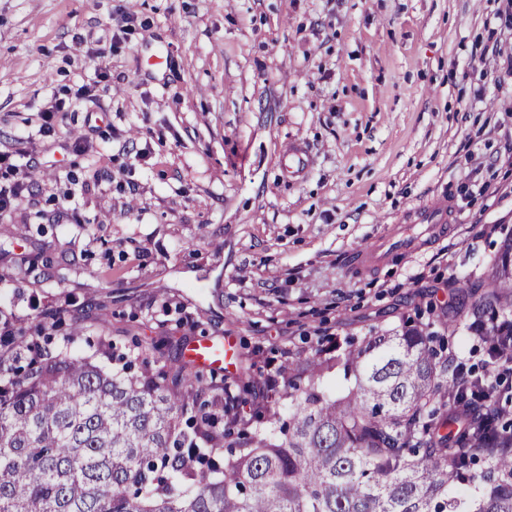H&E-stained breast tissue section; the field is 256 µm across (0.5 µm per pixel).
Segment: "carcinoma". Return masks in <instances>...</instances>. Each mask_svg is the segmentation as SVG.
Instances as JSON below:
<instances>
[{
    "label": "carcinoma",
    "instance_id": "1",
    "mask_svg": "<svg viewBox=\"0 0 512 512\" xmlns=\"http://www.w3.org/2000/svg\"><path fill=\"white\" fill-rule=\"evenodd\" d=\"M470 319L428 320L288 353L258 411L158 347L77 353L47 311L0 310V512H512V418L448 372V332L512 323V232Z\"/></svg>",
    "mask_w": 512,
    "mask_h": 512
}]
</instances>
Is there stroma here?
<instances>
[{
    "label": "stroma",
    "instance_id": "35a3bbf8",
    "mask_svg": "<svg viewBox=\"0 0 512 512\" xmlns=\"http://www.w3.org/2000/svg\"><path fill=\"white\" fill-rule=\"evenodd\" d=\"M46 109L55 135L23 145L35 202L0 216V308L60 310L78 347L232 337L247 409L316 331L369 336L430 302L458 316L456 278L495 285L512 0H0V150ZM440 198L441 239L355 271Z\"/></svg>",
    "mask_w": 512,
    "mask_h": 512
}]
</instances>
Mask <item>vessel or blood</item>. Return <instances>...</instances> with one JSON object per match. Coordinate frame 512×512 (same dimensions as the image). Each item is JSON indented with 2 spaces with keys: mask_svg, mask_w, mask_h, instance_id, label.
Returning a JSON list of instances; mask_svg holds the SVG:
<instances>
[{
  "mask_svg": "<svg viewBox=\"0 0 512 512\" xmlns=\"http://www.w3.org/2000/svg\"><path fill=\"white\" fill-rule=\"evenodd\" d=\"M415 225L392 230L384 239L359 252L356 263L364 265L366 260L377 258L393 260L415 250L422 235L435 232L438 226L448 220L447 202H435L417 209ZM232 338H225L223 344L215 345L201 341L191 349V357L197 368L209 371H226L232 365Z\"/></svg>",
  "mask_w": 512,
  "mask_h": 512,
  "instance_id": "vessel-or-blood-1",
  "label": "vessel or blood"
}]
</instances>
